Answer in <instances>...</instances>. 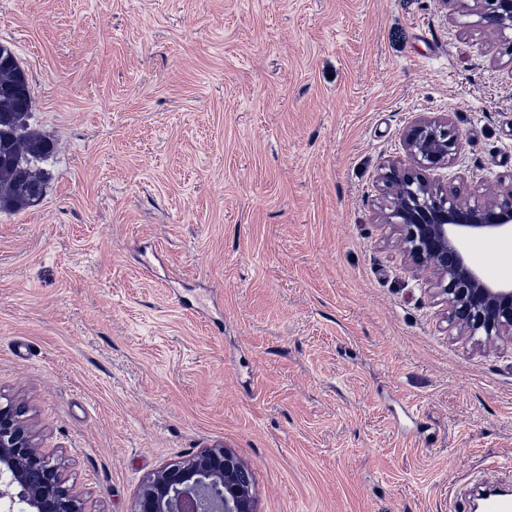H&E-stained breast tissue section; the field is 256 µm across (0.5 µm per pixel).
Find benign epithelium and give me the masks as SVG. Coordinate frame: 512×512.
<instances>
[{"label":"benign epithelium","mask_w":512,"mask_h":512,"mask_svg":"<svg viewBox=\"0 0 512 512\" xmlns=\"http://www.w3.org/2000/svg\"><path fill=\"white\" fill-rule=\"evenodd\" d=\"M462 3L503 35L512 30V0ZM413 167H384L386 203L377 221L395 229L413 272L423 276L446 305L460 335L485 342L512 341V282L485 278L469 250L482 236L512 240V184L483 185L471 197L429 182L423 171L453 162L461 135L450 118H421L405 133ZM64 464L44 454L31 428L10 404H0V501L5 512H84L66 486ZM247 468L228 448H204L165 463L143 482L135 512H254Z\"/></svg>","instance_id":"obj_1"}]
</instances>
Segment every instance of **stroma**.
I'll list each match as a JSON object with an SVG mask.
<instances>
[{
  "label": "stroma",
  "instance_id": "obj_1",
  "mask_svg": "<svg viewBox=\"0 0 512 512\" xmlns=\"http://www.w3.org/2000/svg\"><path fill=\"white\" fill-rule=\"evenodd\" d=\"M55 151L0 210V403L85 512L234 451L255 512H473L512 487V343L448 325L377 223L428 176L512 181V40L458 0H0Z\"/></svg>",
  "mask_w": 512,
  "mask_h": 512
}]
</instances>
